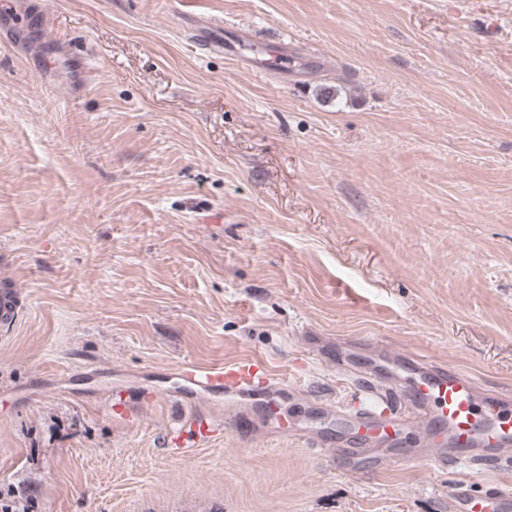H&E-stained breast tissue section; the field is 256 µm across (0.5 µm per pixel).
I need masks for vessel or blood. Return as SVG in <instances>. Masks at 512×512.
Listing matches in <instances>:
<instances>
[{"mask_svg":"<svg viewBox=\"0 0 512 512\" xmlns=\"http://www.w3.org/2000/svg\"><path fill=\"white\" fill-rule=\"evenodd\" d=\"M370 376L381 391L360 397L354 426L360 432L379 433L383 444L374 453L380 462L398 461L392 444L407 432L427 441L411 455L414 463L431 458L470 465L512 463V401L507 397L481 392L467 374L425 362L415 353L400 360L382 356L379 369ZM178 377L182 386L177 399L222 398L243 421L248 418L242 410L243 397L258 395L269 412L288 388L284 377L248 357L229 365L187 364ZM219 426L214 417L197 414L170 428L164 444L176 449L199 447L217 435ZM484 500L494 512H512V487H491L472 497L471 503L477 506Z\"/></svg>","mask_w":512,"mask_h":512,"instance_id":"obj_1","label":"vessel or blood"}]
</instances>
